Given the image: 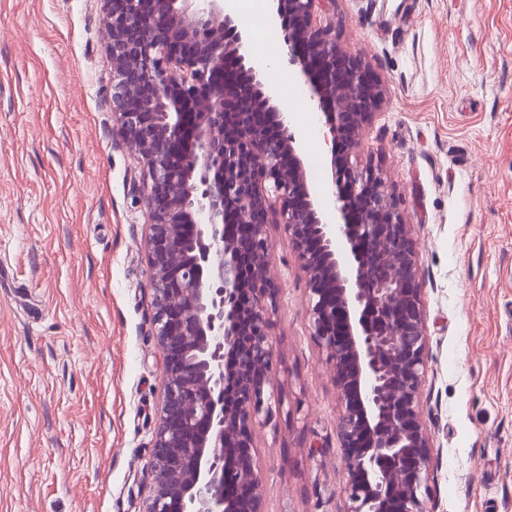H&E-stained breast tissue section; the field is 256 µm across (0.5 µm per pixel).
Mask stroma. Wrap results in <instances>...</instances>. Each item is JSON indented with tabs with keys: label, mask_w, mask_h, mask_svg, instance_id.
Segmentation results:
<instances>
[{
	"label": "stroma",
	"mask_w": 512,
	"mask_h": 512,
	"mask_svg": "<svg viewBox=\"0 0 512 512\" xmlns=\"http://www.w3.org/2000/svg\"><path fill=\"white\" fill-rule=\"evenodd\" d=\"M385 102L365 134L418 250L430 512H512V0H335ZM249 53L291 119L321 125L281 29ZM101 0H0V512H142L163 354L148 208L112 118ZM278 402L254 431L264 512H345L332 370L306 275L268 227Z\"/></svg>",
	"instance_id": "obj_1"
}]
</instances>
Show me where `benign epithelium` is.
Wrapping results in <instances>:
<instances>
[{
    "label": "benign epithelium",
    "instance_id": "1",
    "mask_svg": "<svg viewBox=\"0 0 512 512\" xmlns=\"http://www.w3.org/2000/svg\"><path fill=\"white\" fill-rule=\"evenodd\" d=\"M102 2L112 117L143 168L151 328L164 357L142 512H262L253 432L274 413L263 399L270 224L307 275L311 335L333 367L346 512H428L418 252L382 167L359 160L385 101L369 59L340 46L320 14L326 0H270L331 144L319 189L223 0ZM231 60L241 78L228 82Z\"/></svg>",
    "mask_w": 512,
    "mask_h": 512
}]
</instances>
